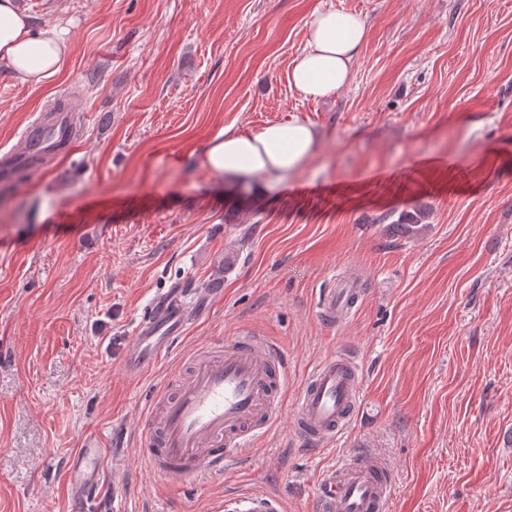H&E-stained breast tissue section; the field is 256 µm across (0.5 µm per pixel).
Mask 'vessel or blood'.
Listing matches in <instances>:
<instances>
[{"instance_id": "obj_1", "label": "vessel or blood", "mask_w": 512, "mask_h": 512, "mask_svg": "<svg viewBox=\"0 0 512 512\" xmlns=\"http://www.w3.org/2000/svg\"><path fill=\"white\" fill-rule=\"evenodd\" d=\"M71 118L54 110L30 124L22 135L19 159L33 160L46 144L69 141ZM354 284L323 288L317 309L327 324L357 299ZM195 317V304L181 288L155 296L131 337L126 367L137 375L155 367L173 351ZM284 357L277 347L242 332L221 354L197 358L191 375L176 392L159 390L153 426L141 453L155 473L171 478L202 479L223 473L226 463L245 457L280 410ZM361 380L346 359L334 356L308 374L298 398L296 432L303 445L318 452L349 427L358 406ZM105 452L98 444L72 452L66 471L67 492L84 506L99 495ZM388 465L363 453L338 476L322 484L319 512H382L391 496ZM236 512H276L275 498L263 494L235 496Z\"/></svg>"}]
</instances>
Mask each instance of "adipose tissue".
Returning <instances> with one entry per match:
<instances>
[{"label": "adipose tissue", "mask_w": 512, "mask_h": 512, "mask_svg": "<svg viewBox=\"0 0 512 512\" xmlns=\"http://www.w3.org/2000/svg\"><path fill=\"white\" fill-rule=\"evenodd\" d=\"M366 37V23L355 12L314 11L307 22L303 50L293 59L289 82L304 97L317 99L347 86L353 62ZM66 42L57 27H38L18 0H0V59L16 80L38 85L61 69ZM316 134L306 123L288 120L259 131L224 130L208 145V168L227 176H258L282 182L311 158Z\"/></svg>", "instance_id": "1"}]
</instances>
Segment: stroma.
I'll use <instances>...</instances> for the list:
<instances>
[{
	"label": "stroma",
	"instance_id": "obj_1",
	"mask_svg": "<svg viewBox=\"0 0 512 512\" xmlns=\"http://www.w3.org/2000/svg\"><path fill=\"white\" fill-rule=\"evenodd\" d=\"M63 28L38 86L0 60V162L48 106L74 143L0 196V512H74L73 449L105 448L90 512H231L244 492L317 512L354 454L385 459V512H512V0H20ZM317 8L367 23L352 79L304 98L288 83ZM299 119L318 132L298 175L234 186L204 151L224 128ZM426 205L416 236L387 217ZM357 273L341 323L315 291ZM171 288L199 317L164 362L124 354ZM248 330L287 359L281 409L223 476H160L140 445L153 392L205 342ZM345 354L360 407L334 445L294 434L299 392Z\"/></svg>",
	"mask_w": 512,
	"mask_h": 512
}]
</instances>
